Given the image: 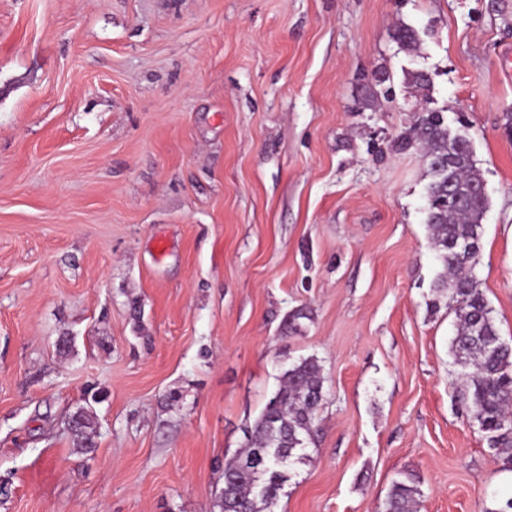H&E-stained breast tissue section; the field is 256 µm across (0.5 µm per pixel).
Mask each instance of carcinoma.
<instances>
[{"instance_id":"obj_1","label":"carcinoma","mask_w":512,"mask_h":512,"mask_svg":"<svg viewBox=\"0 0 512 512\" xmlns=\"http://www.w3.org/2000/svg\"><path fill=\"white\" fill-rule=\"evenodd\" d=\"M415 145L422 148L432 177L425 223L444 267L435 291L448 298L456 315L451 349L455 364L462 368V399L492 448L512 461V346L501 340L476 275L488 208V197L479 190L484 177L471 147L448 132L442 113L426 106L420 108L414 126L397 139L400 150ZM322 401L318 360L307 357L292 363L250 427L244 447L224 464L219 512H273L290 466L307 457ZM71 431L79 447L90 451L97 433L94 412L79 408ZM421 497L420 481L408 474L393 482L382 512H418Z\"/></svg>"}]
</instances>
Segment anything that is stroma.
I'll return each instance as SVG.
<instances>
[{
    "label": "stroma",
    "instance_id": "1",
    "mask_svg": "<svg viewBox=\"0 0 512 512\" xmlns=\"http://www.w3.org/2000/svg\"><path fill=\"white\" fill-rule=\"evenodd\" d=\"M511 55L512 0H0V512H218L309 356L274 512H381L408 472L419 512H498L512 466L459 400L430 178L394 142L425 72L484 174L512 343ZM321 371L318 360L307 357L284 372L279 389L250 427L244 447L224 464L219 512H273L290 466L307 457L323 401ZM278 458H286V464ZM94 412L86 407H80L72 416L71 431L77 438V444L85 452L94 447V437L97 433V422Z\"/></svg>",
    "mask_w": 512,
    "mask_h": 512
}]
</instances>
